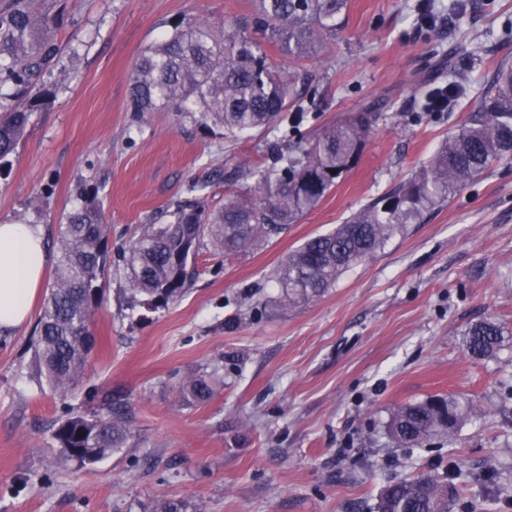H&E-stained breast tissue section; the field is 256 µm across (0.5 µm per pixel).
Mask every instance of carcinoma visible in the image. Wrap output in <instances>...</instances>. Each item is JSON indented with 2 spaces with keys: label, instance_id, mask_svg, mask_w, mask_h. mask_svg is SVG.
I'll return each mask as SVG.
<instances>
[{
  "label": "carcinoma",
  "instance_id": "obj_1",
  "mask_svg": "<svg viewBox=\"0 0 512 512\" xmlns=\"http://www.w3.org/2000/svg\"><path fill=\"white\" fill-rule=\"evenodd\" d=\"M34 0H7L0 7V173L18 153L34 112L50 105L53 92L38 77L60 63L49 18ZM253 24L279 45L284 64L272 65L263 45L235 28L205 21L171 24L134 63L130 83L132 112H174L206 127L224 128V137L274 130L293 108L302 111L303 64L319 56L336 14L346 0H252ZM460 84L431 90L452 110ZM369 131L355 116L324 129L302 156L281 154L273 165L261 159L241 171L247 185L230 192L224 206L208 209L181 202L172 220L143 224L123 254L132 306L165 308L186 292L190 264L208 236L229 255L254 248L314 209L349 170ZM512 158V65L497 67L470 121L446 136L415 175L378 197L331 233L307 240L281 262L274 279L281 299L299 305L336 284L350 269L371 258L421 214L449 201L489 166ZM111 227L103 223L97 191L82 188L59 224L55 283L36 324L34 356L39 386L65 396L78 385L93 345L92 316L102 301L105 271L112 266ZM467 353L494 356L512 343V329L494 319L472 324L465 333ZM218 383L212 376L187 379L184 395L208 399ZM472 407L459 396L406 404L391 414L388 431L400 448L456 436ZM131 430L123 407L109 402L91 418L71 413L57 422L53 438L62 461L92 464L126 447ZM458 492L446 477L421 473L389 484L377 512H453Z\"/></svg>",
  "mask_w": 512,
  "mask_h": 512
}]
</instances>
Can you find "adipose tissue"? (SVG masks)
Here are the masks:
<instances>
[{
  "mask_svg": "<svg viewBox=\"0 0 512 512\" xmlns=\"http://www.w3.org/2000/svg\"><path fill=\"white\" fill-rule=\"evenodd\" d=\"M48 264L36 224H0V331L26 325Z\"/></svg>",
  "mask_w": 512,
  "mask_h": 512,
  "instance_id": "ef3b65f1",
  "label": "adipose tissue"
}]
</instances>
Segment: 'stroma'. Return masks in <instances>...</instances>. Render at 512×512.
I'll use <instances>...</instances> for the list:
<instances>
[{"label": "stroma", "instance_id": "35a3bbf8", "mask_svg": "<svg viewBox=\"0 0 512 512\" xmlns=\"http://www.w3.org/2000/svg\"><path fill=\"white\" fill-rule=\"evenodd\" d=\"M422 0H347L321 55L307 61V110L280 129L233 140L172 112L129 111L139 54L177 19L249 27L251 0H48L61 64L8 172L0 224L41 225L49 254L82 182L99 185L112 267L76 395L34 383V324L0 344V512H372L384 488L417 473H455L460 500L512 512V346L465 350L486 317L512 325V160L406 225L322 296L288 306L270 274L309 238L407 181L471 116L500 63H512V0H465L434 37ZM486 47L448 70L463 39ZM461 76L450 112L427 89ZM373 115L355 165L320 204L252 250L224 256L203 241L182 298L153 313L127 306L120 257L139 225L206 194L222 204L243 166L275 143L308 144L347 114ZM221 180H213V173ZM217 370L206 401L183 382ZM127 407L126 448L63 462L52 438L67 412L94 415L104 396ZM464 395L475 407L452 443L399 448V406ZM498 485L481 480L488 467Z\"/></svg>", "mask_w": 512, "mask_h": 512}]
</instances>
